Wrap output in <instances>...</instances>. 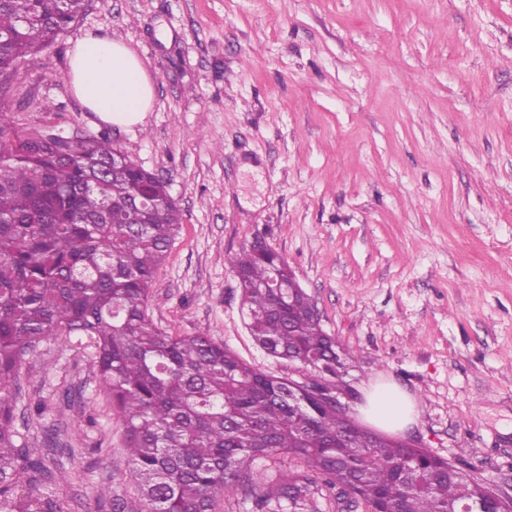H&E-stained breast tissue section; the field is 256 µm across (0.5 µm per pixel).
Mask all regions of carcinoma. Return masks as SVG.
Masks as SVG:
<instances>
[{"label": "carcinoma", "instance_id": "obj_1", "mask_svg": "<svg viewBox=\"0 0 512 512\" xmlns=\"http://www.w3.org/2000/svg\"><path fill=\"white\" fill-rule=\"evenodd\" d=\"M86 0H0V90L28 55L70 32ZM167 184L110 134H23L0 110V512H60L44 449L16 426L25 357L52 338L89 350L123 422L138 497L114 512H215L241 493L261 512H318L322 490L351 489L380 512H456L489 486L421 448L367 437L336 407L346 391L336 341L293 270L252 244L233 260L248 329L300 365L301 392L203 332L171 336L148 314L158 266L179 231ZM288 467L271 482L250 464ZM27 483L17 479L18 470Z\"/></svg>", "mask_w": 512, "mask_h": 512}]
</instances>
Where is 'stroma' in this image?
I'll use <instances>...</instances> for the list:
<instances>
[{
    "mask_svg": "<svg viewBox=\"0 0 512 512\" xmlns=\"http://www.w3.org/2000/svg\"><path fill=\"white\" fill-rule=\"evenodd\" d=\"M105 34L154 88L130 128L70 86L76 41ZM0 110L20 132H109L168 183L183 217L155 326L297 376L241 312L231 261L262 238L349 354L350 388L394 383L417 405L408 436L512 496V0H89L20 64ZM18 387L19 432L70 475L62 512H112L103 484L133 495L86 352L44 341Z\"/></svg>",
    "mask_w": 512,
    "mask_h": 512,
    "instance_id": "1",
    "label": "stroma"
}]
</instances>
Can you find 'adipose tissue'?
Instances as JSON below:
<instances>
[{
  "label": "adipose tissue",
  "mask_w": 512,
  "mask_h": 512,
  "mask_svg": "<svg viewBox=\"0 0 512 512\" xmlns=\"http://www.w3.org/2000/svg\"><path fill=\"white\" fill-rule=\"evenodd\" d=\"M69 80L85 107L104 122L136 125L152 105L153 89L140 58L123 41L105 35L76 41ZM360 412L378 430L397 433L413 422L416 403L393 385L377 384Z\"/></svg>",
  "instance_id": "adipose-tissue-1"
}]
</instances>
